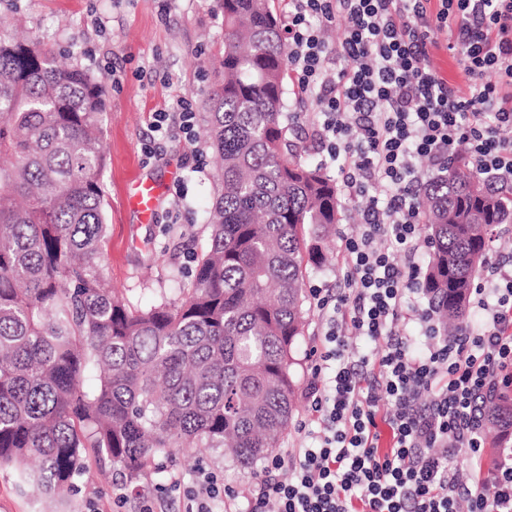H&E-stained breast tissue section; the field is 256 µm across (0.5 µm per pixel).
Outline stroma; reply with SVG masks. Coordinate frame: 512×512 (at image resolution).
<instances>
[{
    "mask_svg": "<svg viewBox=\"0 0 512 512\" xmlns=\"http://www.w3.org/2000/svg\"><path fill=\"white\" fill-rule=\"evenodd\" d=\"M0 26L20 30L62 63L101 79L106 88L101 127L106 164L101 181L106 200L107 233L103 244L105 276L134 306L155 299L180 301L193 280L195 253L208 240L205 215L214 195V152L203 138L186 140L178 130L155 138L156 113L171 111L177 96L188 97L197 118L216 88L217 62L224 52V16L216 0H0ZM317 107L286 90L289 138L307 160L323 161L312 126ZM155 144L156 157L145 147ZM324 162V161H323ZM151 179L166 193L153 223L145 224L125 206L134 180ZM363 200L342 201V220L327 251L323 272H310L306 286H337L345 269L342 238L361 221ZM296 409L279 453L307 446L296 422L306 419L303 391L309 360L294 368ZM206 468L246 498L256 480L252 470L225 457L223 449L181 452L158 475L125 486L112 469L90 464L75 480L69 496L40 494L0 468V512H137L141 499L157 501L158 512H183V496L170 491L174 476L192 479ZM128 501L118 505L117 490Z\"/></svg>",
    "mask_w": 512,
    "mask_h": 512,
    "instance_id": "1",
    "label": "stroma"
}]
</instances>
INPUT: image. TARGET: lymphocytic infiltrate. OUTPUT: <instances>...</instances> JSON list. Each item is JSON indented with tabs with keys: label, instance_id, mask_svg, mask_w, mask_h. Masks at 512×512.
<instances>
[{
	"label": "lymphocytic infiltrate",
	"instance_id": "lymphocytic-infiltrate-1",
	"mask_svg": "<svg viewBox=\"0 0 512 512\" xmlns=\"http://www.w3.org/2000/svg\"><path fill=\"white\" fill-rule=\"evenodd\" d=\"M344 20L337 51L325 29ZM288 68L314 94L316 134L341 160L363 222L344 237V286L311 289L322 316L305 392L311 443L267 458L245 512H512V448L482 457L483 396L512 385V267L495 260L472 289L478 325L439 335L434 307L415 309L421 224L415 161L443 168L464 143L491 185L512 183V0H289ZM467 93L440 77L438 36ZM430 345L412 355V326ZM381 341L377 360L349 337ZM392 433L380 449L379 423ZM466 459L471 480L454 467ZM287 478H279V471ZM185 490L195 512H222L234 491L210 474Z\"/></svg>",
	"mask_w": 512,
	"mask_h": 512
}]
</instances>
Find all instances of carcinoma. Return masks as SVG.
Masks as SVG:
<instances>
[{"mask_svg":"<svg viewBox=\"0 0 512 512\" xmlns=\"http://www.w3.org/2000/svg\"><path fill=\"white\" fill-rule=\"evenodd\" d=\"M218 6L208 247L180 302L139 308L105 284L102 81L0 31V467L45 492H72L91 457L130 483L180 448L252 467L292 417L304 280L325 268L341 204L336 180L288 138L274 0ZM420 191L424 288L453 335L490 239L512 224V186L488 188L456 154ZM486 418L511 434L512 396Z\"/></svg>","mask_w":512,"mask_h":512,"instance_id":"carcinoma-1","label":"carcinoma"}]
</instances>
